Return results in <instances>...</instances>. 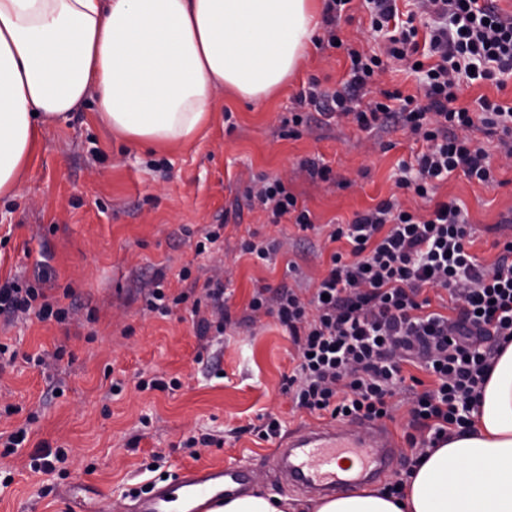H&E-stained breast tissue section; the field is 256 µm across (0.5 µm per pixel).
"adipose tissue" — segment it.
Segmentation results:
<instances>
[{
  "label": "adipose tissue",
  "instance_id": "adipose-tissue-1",
  "mask_svg": "<svg viewBox=\"0 0 512 512\" xmlns=\"http://www.w3.org/2000/svg\"><path fill=\"white\" fill-rule=\"evenodd\" d=\"M318 0H0V199L13 197L45 125L86 100L143 145L192 140L215 93L256 101L296 71ZM472 428L427 450L403 498L367 489L312 512H512V344Z\"/></svg>",
  "mask_w": 512,
  "mask_h": 512
}]
</instances>
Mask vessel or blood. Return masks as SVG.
Instances as JSON below:
<instances>
[{
	"mask_svg": "<svg viewBox=\"0 0 512 512\" xmlns=\"http://www.w3.org/2000/svg\"><path fill=\"white\" fill-rule=\"evenodd\" d=\"M398 451L387 425L353 419L337 426H303L279 444L268 464L302 492L336 494L387 477L397 464ZM344 457L355 459L356 468L341 467ZM251 480L248 468L201 466L180 470L146 496L119 507L104 495L85 506L78 483L61 500L64 512H218L225 498L240 494Z\"/></svg>",
	"mask_w": 512,
	"mask_h": 512,
	"instance_id": "vessel-or-blood-1",
	"label": "vessel or blood"
}]
</instances>
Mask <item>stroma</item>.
Returning a JSON list of instances; mask_svg holds the SVG:
<instances>
[{
	"label": "stroma",
	"mask_w": 512,
	"mask_h": 512,
	"mask_svg": "<svg viewBox=\"0 0 512 512\" xmlns=\"http://www.w3.org/2000/svg\"><path fill=\"white\" fill-rule=\"evenodd\" d=\"M342 45L325 44L318 31L295 74L269 97L248 102L221 90L211 120L190 143L151 149L125 141L99 119L87 101L68 121L46 126L17 194L0 200V279H47L49 294L71 291L78 314L69 322L36 316L5 323L0 342L15 351L0 372V434L27 426V442L0 457V512H61V493L82 483L127 503L181 468L244 465L252 491L308 506L273 473L267 460L278 439L257 433L266 416L281 423L280 436L318 418L294 410L282 390L296 362L287 330L267 313L250 314L255 290L283 284L314 287L327 271L330 225L348 224L356 212L397 197L402 208L428 214L435 201H456L475 234L471 251L493 262L497 244L512 239V161L496 139L471 136L486 150L495 184L452 173L434 200L398 189L403 164L422 148L395 125L368 132L355 123L306 108L307 122L290 135L284 121L297 111V94L310 78L335 88L347 77L348 48L376 50L382 41L366 12L341 18ZM331 170L329 180L310 177L305 160ZM281 177L312 214L314 229L292 217L272 221L245 197L258 175ZM222 225L220 239L204 253V229ZM278 241L270 260L242 254L250 237ZM296 272H289V265ZM224 269L223 335L199 337V317L210 307L191 303L163 316L146 308L149 288L169 296L186 291L182 270L206 279ZM62 351L45 370L30 356ZM179 380L176 389H153V380ZM121 392H112L113 384ZM210 444L188 447L190 438ZM62 448L66 462L54 471L31 469L32 456Z\"/></svg>",
	"instance_id": "35a3bbf8"
}]
</instances>
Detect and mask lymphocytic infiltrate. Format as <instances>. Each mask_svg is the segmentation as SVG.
Segmentation results:
<instances>
[{
	"label": "lymphocytic infiltrate",
	"mask_w": 512,
	"mask_h": 512,
	"mask_svg": "<svg viewBox=\"0 0 512 512\" xmlns=\"http://www.w3.org/2000/svg\"><path fill=\"white\" fill-rule=\"evenodd\" d=\"M418 8L430 20L427 46L438 58L425 71L423 102L398 91L384 92L379 101L362 100L384 59L415 67L420 45L412 26L389 36L381 54L348 49L350 73L341 87L323 91L311 80L296 103L352 119L364 130L408 128L426 149L416 157V177L401 176L397 186L420 197L458 170L493 183L488 155L470 133L479 127L498 136L511 159L512 104L483 97L474 113L456 106V89L463 80L504 88L505 76H512V14L500 12L492 0H418ZM249 197L273 217L292 213L301 229L312 226L283 179H260ZM328 238L347 240L350 253L331 254L328 273L312 293L291 285L262 288L248 307L276 315L297 348L298 363L284 387L296 409L334 419L381 420L391 418L396 395L408 394L411 454L404 469L413 472L426 449L470 430V412L492 361L512 341V240L503 242L494 262L481 263L469 251L471 227L456 203H436L423 217L394 199L356 214ZM428 288L446 290L450 315L431 311L423 296ZM74 313V306L51 299L42 285L24 287L15 278L0 282V316L6 321L33 314L63 323ZM407 364L424 368L432 388L419 393L408 385Z\"/></svg>",
	"instance_id": "1"
}]
</instances>
